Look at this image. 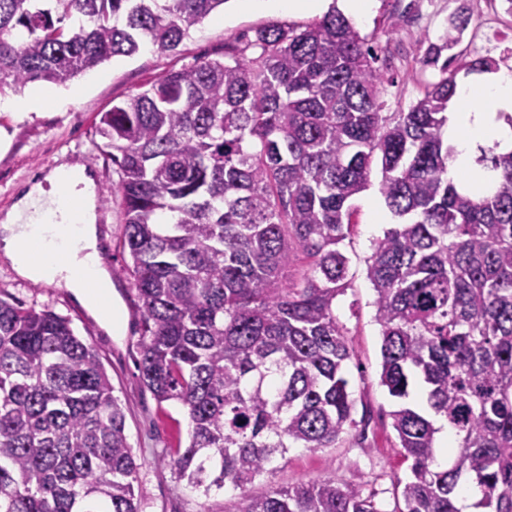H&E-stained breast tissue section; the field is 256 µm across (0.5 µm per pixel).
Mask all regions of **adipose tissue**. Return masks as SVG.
I'll return each mask as SVG.
<instances>
[{
    "instance_id": "1",
    "label": "adipose tissue",
    "mask_w": 512,
    "mask_h": 512,
    "mask_svg": "<svg viewBox=\"0 0 512 512\" xmlns=\"http://www.w3.org/2000/svg\"><path fill=\"white\" fill-rule=\"evenodd\" d=\"M512 75L486 72L463 80L448 106V140L455 157L448 176L470 187L482 172L477 145L512 147ZM95 186L84 168L59 166L0 220V259L24 279L69 288L108 331H121L112 277L103 262L95 224Z\"/></svg>"
}]
</instances>
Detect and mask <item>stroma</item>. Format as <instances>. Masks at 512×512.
<instances>
[{"label":"stroma","mask_w":512,"mask_h":512,"mask_svg":"<svg viewBox=\"0 0 512 512\" xmlns=\"http://www.w3.org/2000/svg\"><path fill=\"white\" fill-rule=\"evenodd\" d=\"M499 0H374L372 11L356 20L362 37L373 42L389 62L391 83L383 95L385 109L398 112L417 100L435 72L418 62L422 39L439 41L453 13H471L472 19L455 51H491L512 48V12L498 11ZM310 12H290L273 0H227L185 39L178 54L167 55L146 45L130 57L109 59L92 71L55 86L64 102L19 113L0 111V216L9 211L29 185L47 170L87 162L96 191L117 182L115 165L96 150V124L102 112L129 94L149 87L162 73L219 59L228 45L243 44L255 30L271 22L302 26ZM382 174L373 169L371 184L353 201V228L344 248L349 257L348 287L336 299V315L347 331L353 355L346 377L356 403L354 418H368L364 436L348 433L335 447L290 449L278 461L272 476L257 478L249 496L263 495L270 486H293L327 474L374 494L384 512H393L395 485L405 479L408 464L397 448L389 413L395 404L381 386L380 327L375 320V292L366 276V260L374 241L395 219L379 192ZM99 227L107 246V267L120 299L123 331L109 334L92 311L65 288L34 283L18 277L0 262V298L36 309H48L68 319L75 333L98 353L126 416L125 432L140 466L138 493L143 512H236L239 498L232 491L202 496L178 480L161 452L176 444L188 430L185 410L161 402L144 386L140 359V302L126 267L131 258L122 246L125 216L120 200L100 206Z\"/></svg>","instance_id":"35a3bbf8"}]
</instances>
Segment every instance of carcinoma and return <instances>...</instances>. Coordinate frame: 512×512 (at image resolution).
Listing matches in <instances>:
<instances>
[{
    "instance_id": "cac0c4a2",
    "label": "carcinoma",
    "mask_w": 512,
    "mask_h": 512,
    "mask_svg": "<svg viewBox=\"0 0 512 512\" xmlns=\"http://www.w3.org/2000/svg\"><path fill=\"white\" fill-rule=\"evenodd\" d=\"M228 0H0V92L64 85L145 43L175 54ZM385 112L387 68L336 8L305 28L272 22L224 59L169 70L102 113L118 167L123 248L141 302L138 368L188 417L169 452L198 493L239 492L236 512H386L327 474L259 497L249 484L291 448H334L357 427L352 357L336 299L351 200L381 169L398 223L366 260L381 327L380 383L409 478L392 512H512V150L477 148L490 189L448 178V103L459 64ZM417 383L426 408L404 403ZM455 445L438 461L437 434ZM125 413L97 352L64 318L0 299V512H142Z\"/></svg>"
}]
</instances>
